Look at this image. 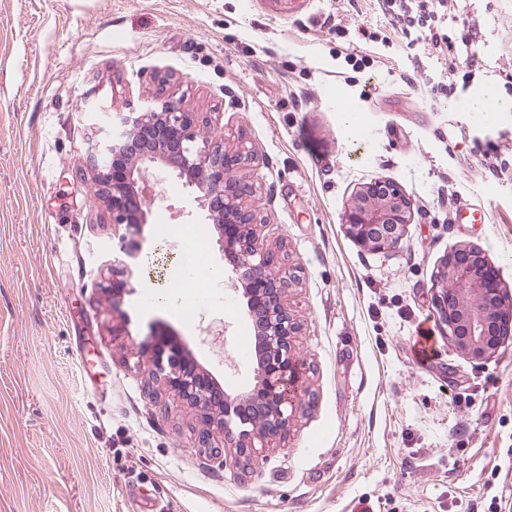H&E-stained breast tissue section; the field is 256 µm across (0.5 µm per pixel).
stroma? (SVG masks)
I'll return each instance as SVG.
<instances>
[{
    "label": "stroma",
    "instance_id": "1",
    "mask_svg": "<svg viewBox=\"0 0 512 512\" xmlns=\"http://www.w3.org/2000/svg\"><path fill=\"white\" fill-rule=\"evenodd\" d=\"M470 11L483 74L439 103L400 80L401 41L337 36L392 34L376 0H0V512H512V339L470 359L434 304L437 270L463 245L495 263L512 297V175L474 162L493 148L512 157V95L489 119L466 106L501 82L512 0ZM340 46L379 57L375 74L346 78ZM161 86L206 117L201 137L258 156L247 204L296 277L288 307L306 393L251 470L230 448L211 457L198 413L147 391L141 349L160 331L229 394L254 385L255 359L239 353L251 323L242 288L176 175L143 206L141 276L187 275L194 256L158 227L199 224L222 293L192 323L127 295L128 322L112 333V217L86 165L91 110H144ZM377 178L415 204L389 252L342 224L356 187ZM448 195L483 206L487 223L449 220ZM219 319L222 345L200 333ZM421 324L438 351L425 365L413 356ZM458 393L473 408L452 404Z\"/></svg>",
    "mask_w": 512,
    "mask_h": 512
}]
</instances>
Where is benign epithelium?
Returning a JSON list of instances; mask_svg holds the SVG:
<instances>
[{"label": "benign epithelium", "instance_id": "benign-epithelium-1", "mask_svg": "<svg viewBox=\"0 0 512 512\" xmlns=\"http://www.w3.org/2000/svg\"><path fill=\"white\" fill-rule=\"evenodd\" d=\"M198 117L170 98L158 109L118 112L100 129L92 145L93 180L99 199L112 214V240L126 259L112 260L105 288L120 322L124 295L135 285L138 247L129 235L145 223L143 186L158 184L155 173L173 169L198 190L195 197L215 223L218 241L236 281L243 288L249 316L260 340L254 387L234 400L213 375L178 343L166 338L149 346L152 382L165 387L182 406L201 413L200 440L211 447L214 435L236 449L248 468L258 461L255 441L268 443L288 431L301 405L304 363L292 348L298 323L288 312V276L282 259L267 249L258 233L257 214L245 206L252 186L238 170L255 162L251 151H227L220 142L198 140ZM414 217L413 204L389 180L360 185L345 208L343 224L360 246L374 252L395 249ZM439 319L448 337L469 358L487 360L512 334V309L506 308L499 271L481 251L459 248L444 259L437 275Z\"/></svg>", "mask_w": 512, "mask_h": 512}]
</instances>
